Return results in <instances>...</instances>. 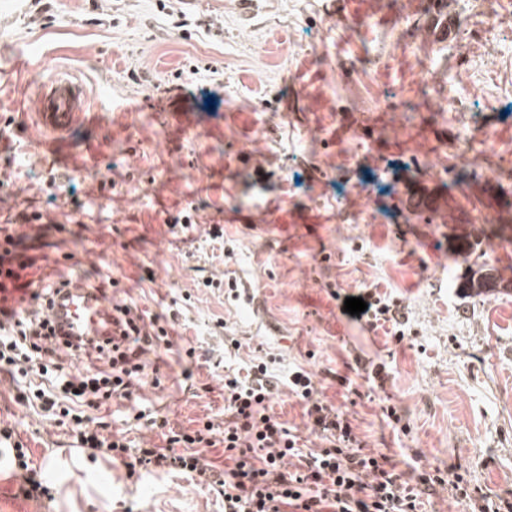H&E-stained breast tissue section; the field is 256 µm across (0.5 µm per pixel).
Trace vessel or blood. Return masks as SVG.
I'll return each mask as SVG.
<instances>
[{"label":"vessel or blood","instance_id":"b4317fda","mask_svg":"<svg viewBox=\"0 0 512 512\" xmlns=\"http://www.w3.org/2000/svg\"><path fill=\"white\" fill-rule=\"evenodd\" d=\"M456 30V19L444 0H433L429 22L423 29V36L429 41L452 39ZM88 96L79 82L58 78L39 86L33 122L42 134L52 140L62 141L63 137L85 117ZM67 324H87L91 335L106 334L107 312L100 299L86 290H75L66 307Z\"/></svg>","mask_w":512,"mask_h":512}]
</instances>
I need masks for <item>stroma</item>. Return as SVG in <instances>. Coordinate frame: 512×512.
<instances>
[{"instance_id": "35a3bbf8", "label": "stroma", "mask_w": 512, "mask_h": 512, "mask_svg": "<svg viewBox=\"0 0 512 512\" xmlns=\"http://www.w3.org/2000/svg\"><path fill=\"white\" fill-rule=\"evenodd\" d=\"M343 2L0 0V170L17 173L0 226L48 215L29 256L119 280L104 305L171 325L161 386L111 419L133 447L163 446L155 412L177 429L223 423L225 367L262 356L277 377L311 373L398 470L458 467L512 501V291L464 288L473 269H512V7L491 30L484 0H457L448 44L420 35L430 0L411 13L379 0L356 19ZM381 56L395 64L377 74ZM62 73L90 104L49 150L28 113L36 84ZM479 128L491 141H473ZM427 201L456 223L430 220ZM190 206L194 228H171ZM227 275L252 303L206 287ZM368 290L397 301L402 340L345 312L342 295ZM229 331L240 349L225 350ZM16 393L1 372L0 422L43 469V512H224L187 476L73 451L70 429Z\"/></svg>"}]
</instances>
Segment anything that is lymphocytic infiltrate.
I'll return each instance as SVG.
<instances>
[{"mask_svg": "<svg viewBox=\"0 0 512 512\" xmlns=\"http://www.w3.org/2000/svg\"><path fill=\"white\" fill-rule=\"evenodd\" d=\"M25 239L18 232L4 237L0 272L6 280L0 292L28 294L35 306L0 307V370H17L25 379L18 400L68 423L79 448L126 462L131 471L186 475L222 494L224 512H426L428 496L444 487L467 512H512V502L493 499L460 470L414 465L398 471L388 456L367 450L347 415L317 398L310 374L298 369L289 373L288 388L303 402L311 431L321 441L320 447L307 446L271 413L279 380L263 361L246 373L225 374L223 427L207 421L173 431L163 417L155 426L165 431L166 447L131 449L125 437L108 434L102 413L113 400H137L145 385L160 386L146 355L171 350L173 340L158 316L124 303L112 306L113 338L76 345L60 339L43 311L54 307L67 284L22 280L21 270L34 264L21 251ZM64 355L80 361L83 372H64L44 384ZM218 446L224 453L219 471L204 461L205 452Z\"/></svg>", "mask_w": 512, "mask_h": 512, "instance_id": "f902f5d3", "label": "lymphocytic infiltrate"}]
</instances>
